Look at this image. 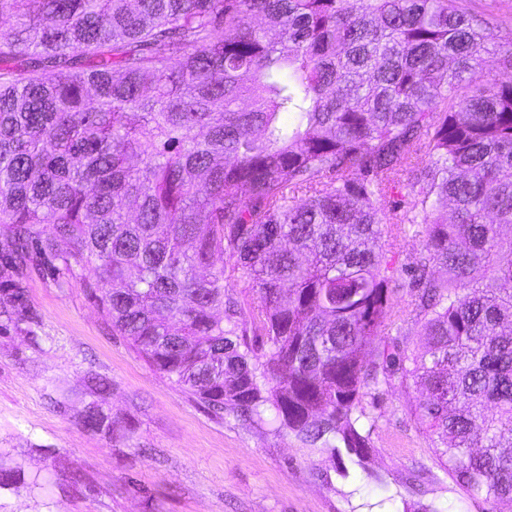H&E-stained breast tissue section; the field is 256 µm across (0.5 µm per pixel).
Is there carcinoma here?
Instances as JSON below:
<instances>
[{
  "label": "carcinoma",
  "mask_w": 512,
  "mask_h": 512,
  "mask_svg": "<svg viewBox=\"0 0 512 512\" xmlns=\"http://www.w3.org/2000/svg\"><path fill=\"white\" fill-rule=\"evenodd\" d=\"M360 3L0 0V277L59 262L215 413L333 455L363 457L364 399L398 378L461 489L511 509L512 80L464 89L512 70V26L493 54L467 0ZM406 222L411 355L375 346ZM82 422L121 430L97 400ZM424 243L425 224H405L393 250L397 268L400 269L402 264L414 262L423 250ZM233 265L234 259H231L228 255H224V269L225 276H228V288L232 289V293L239 300L242 306L244 305L245 307H248L254 301L252 292L250 290L251 288H248L247 281L238 277V273H232Z\"/></svg>",
  "instance_id": "obj_1"
}]
</instances>
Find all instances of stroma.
I'll use <instances>...</instances> for the list:
<instances>
[{
  "label": "stroma",
  "instance_id": "stroma-1",
  "mask_svg": "<svg viewBox=\"0 0 512 512\" xmlns=\"http://www.w3.org/2000/svg\"><path fill=\"white\" fill-rule=\"evenodd\" d=\"M10 284L36 320L0 329V472L38 485L0 486V512H499L456 485L398 381L366 407L365 464L345 468L294 433L215 415L114 335L74 280L0 278ZM393 299L400 347L414 352L406 276ZM91 372L111 381L102 407L129 434L84 427Z\"/></svg>",
  "mask_w": 512,
  "mask_h": 512
}]
</instances>
